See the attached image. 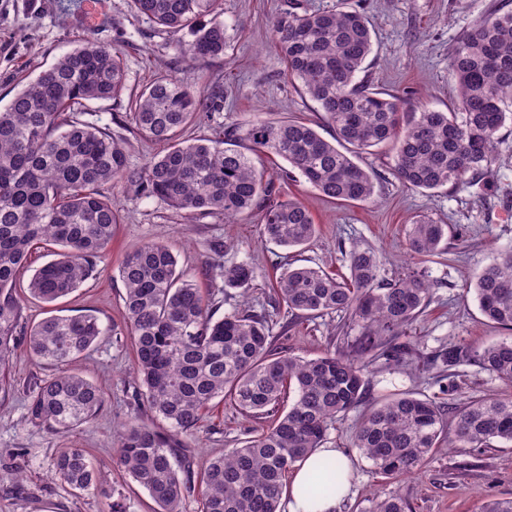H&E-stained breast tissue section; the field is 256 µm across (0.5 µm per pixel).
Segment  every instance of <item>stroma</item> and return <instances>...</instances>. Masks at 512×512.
Wrapping results in <instances>:
<instances>
[{"mask_svg": "<svg viewBox=\"0 0 512 512\" xmlns=\"http://www.w3.org/2000/svg\"><path fill=\"white\" fill-rule=\"evenodd\" d=\"M84 0H0V107L20 90L24 78L35 77L82 40L107 42L123 54L129 91H138L157 73L177 75L201 94L221 87L224 100L212 120L191 129V136H212L222 127L251 122L300 118L325 139L334 131L318 104L291 83L271 37V19L288 0H224L220 19L228 40L222 58L189 61L176 51V35L155 29L136 15L129 0H105L102 23L80 17ZM364 10L373 24V48L366 74L382 91L398 94L402 109L444 111L454 100L448 78V54L459 35L483 14L512 0H299L306 10H330L337 5ZM89 118L113 135L127 139L130 166H144L159 153L160 145L133 139L129 115L122 103H92ZM494 188L485 195L403 188L393 175L394 158L388 148L361 153L359 165L375 175L371 199L334 203L305 179L277 184L279 198L303 203L318 231L305 249H287L266 241L258 215L243 214L227 220L200 216L193 220L175 213L161 200L137 199L114 188L112 204L123 215L116 225L107 258L99 272L55 307L28 300L25 314L35 323L48 312L96 316L105 330L90 358L77 369L100 385L106 403L93 420L72 438L88 449L100 471L101 492H78L52 480V460L66 440L27 415L28 386L34 378H48L56 366L37 362L26 348H18L10 370L11 392L0 401V512H111L112 489L126 497L127 512H153L148 493L124 478L112 461V441L122 424L133 418L149 419L138 400L140 385L132 374L129 338L111 333L123 320V283L119 266L135 244L160 241L177 253L180 264L202 291L220 287L217 262L251 264L255 280L246 290H232L221 311L241 300L252 310L272 309L275 300L269 281L287 265L321 267L339 278L350 274L348 254L355 248L385 253L383 274L392 278L409 270L420 272L433 288L418 320L395 341L402 351L399 365L376 362L371 367L365 403L393 393L413 392L458 404L474 398H497L512 393V386L484 370L475 354L487 344L511 333L488 323L470 288L482 269L503 250L512 248V134L503 133L496 145ZM426 218L448 227L442 255L419 258L407 250L410 224ZM276 351L313 358L324 353L348 354L356 332L340 314L292 319L273 318ZM468 356L448 366V347ZM361 408L331 427L327 443L342 449L353 462L352 491L338 512H371L376 500L398 495L410 512H482L492 500L512 498V444L490 447H440L430 455L418 477L387 479L376 475L373 464L352 441ZM260 419L243 417L229 403L214 400L189 454L194 462L223 455L242 446L263 427Z\"/></svg>", "mask_w": 512, "mask_h": 512, "instance_id": "1", "label": "stroma"}]
</instances>
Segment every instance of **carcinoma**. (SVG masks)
<instances>
[{
  "label": "carcinoma",
  "instance_id": "cac0c4a2",
  "mask_svg": "<svg viewBox=\"0 0 512 512\" xmlns=\"http://www.w3.org/2000/svg\"><path fill=\"white\" fill-rule=\"evenodd\" d=\"M136 12L167 33H184L178 53L192 60L224 56L226 31L217 21L222 0H131ZM275 47L288 78L316 101L333 128L323 138L298 119L228 125L214 138H186L221 107V91L205 96L172 74L129 94L133 129L165 149L142 168L127 162L126 141L79 115L92 102L121 100L126 73L119 51L86 40L56 59L0 109V396L17 348L63 369L29 391L28 417L68 436L105 405V394L82 374L65 370L88 355L103 329L93 315H50L31 325L24 295L53 303L74 292L105 259L120 215L108 193L114 185L132 196L156 198L187 218L236 217L259 210L263 235L286 248L304 247L317 234L309 210L276 198L274 181L256 172L237 141L286 161L282 182L298 174L333 202H364L374 173L354 161L370 147L395 151L394 176L408 189L452 191L492 185L493 147L512 123V10L499 7L464 31L448 54L455 101L448 111H401V97L358 78L372 52L371 24L359 11H297L271 20ZM447 225H410L408 249L417 256L441 251ZM60 247L55 258L17 286L35 245ZM350 276L338 279L319 267H289L276 279V310L295 316L348 315L357 337L354 355L315 358L277 355L272 322L241 304L213 319L204 295L178 268V256L157 241L129 249L119 267L124 284V327L135 346L142 398L162 430L143 421L113 438V461L157 505L183 512L193 499L200 512H279L286 476L321 447L336 418L363 399L368 362L400 361L391 347L417 320L433 284L408 271L381 276L385 258L353 249ZM222 292L256 278L247 263L217 264ZM481 313L512 330V250L498 254L474 282ZM477 360L512 383V339L485 347ZM294 394L291 403L287 395ZM221 398L246 417L268 420L266 429L200 468L185 454L210 403ZM454 416L448 425V415ZM352 439L384 477L418 472L433 450L512 443V395L469 400L460 407L405 392L369 407ZM52 478L80 492H99V470L87 449H59ZM343 483L331 458L319 460L305 493L333 496ZM399 496L375 502L373 512H407Z\"/></svg>",
  "mask_w": 512,
  "mask_h": 512
}]
</instances>
